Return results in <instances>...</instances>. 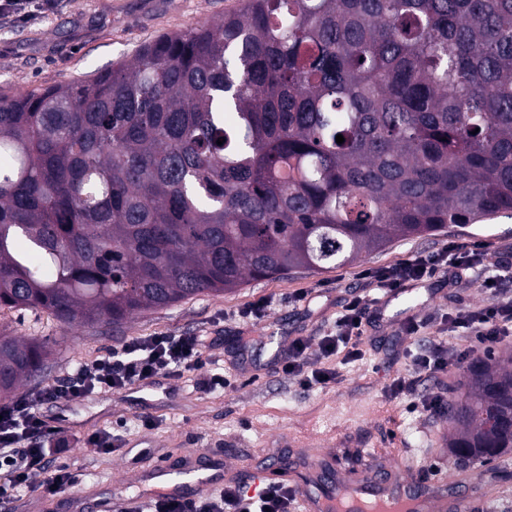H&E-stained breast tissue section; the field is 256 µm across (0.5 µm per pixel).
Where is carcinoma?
Masks as SVG:
<instances>
[{
  "label": "carcinoma",
  "instance_id": "obj_1",
  "mask_svg": "<svg viewBox=\"0 0 512 512\" xmlns=\"http://www.w3.org/2000/svg\"><path fill=\"white\" fill-rule=\"evenodd\" d=\"M503 215L512 0H245L0 98V312L117 328ZM55 344L1 326L0 397ZM446 414L458 461L511 451L512 354Z\"/></svg>",
  "mask_w": 512,
  "mask_h": 512
}]
</instances>
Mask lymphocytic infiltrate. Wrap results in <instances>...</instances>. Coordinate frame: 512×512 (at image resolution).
Returning <instances> with one entry per match:
<instances>
[{
  "mask_svg": "<svg viewBox=\"0 0 512 512\" xmlns=\"http://www.w3.org/2000/svg\"><path fill=\"white\" fill-rule=\"evenodd\" d=\"M484 246L448 243L434 253L415 255L395 264L368 268L361 278L377 293L403 289L408 283L437 275L456 281L470 270L483 271L492 298L485 305L445 314L450 331L476 337L492 345L512 338V298L498 296L503 278H512V250L498 253L487 262ZM372 312L366 298L351 296L338 312L332 327L317 341L298 337L288 343L282 370L305 388L335 381V369L326 360L341 353L358 355V344L370 324ZM201 337L155 334L126 342L119 350L80 363L62 381L38 391H28L0 405V502L16 499L22 491L39 488L54 497L70 489L75 476L69 467L49 469L48 462L70 446L58 427L49 425L41 407L89 395L121 392L149 383L160 372L182 376L202 364ZM297 492L285 484L257 490L232 482L219 494L195 499L166 498L151 502L150 512H294Z\"/></svg>",
  "mask_w": 512,
  "mask_h": 512,
  "instance_id": "lymphocytic-infiltrate-1",
  "label": "lymphocytic infiltrate"
}]
</instances>
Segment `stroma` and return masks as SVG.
I'll return each instance as SVG.
<instances>
[{
    "instance_id": "stroma-1",
    "label": "stroma",
    "mask_w": 512,
    "mask_h": 512,
    "mask_svg": "<svg viewBox=\"0 0 512 512\" xmlns=\"http://www.w3.org/2000/svg\"><path fill=\"white\" fill-rule=\"evenodd\" d=\"M242 0H57L55 10L28 22L0 18V95L66 83L129 58L159 35L217 20ZM482 242L489 256L512 249V218L452 228L440 236L398 239L354 265L325 273L293 272L251 280L221 296L202 295L134 316L120 329L75 325L49 314L12 311L0 318L16 334L56 336L64 345L40 377L26 383L37 391L63 378L79 362L120 349L136 336L156 333L203 337V367L176 380L158 375L147 386L125 393H101L78 403L44 407L73 441L58 462L78 476L74 489L46 499L38 491L21 494L12 512H74L75 496L107 502L111 495L138 498L156 488L151 474L161 461L202 452L275 468L284 459L315 460L336 453L342 475L361 476L369 463L416 471L423 462L445 464L464 475L480 512H512V451L488 464L457 463L448 452L445 413L424 411L421 395L456 390L459 371L434 377L415 371L411 357L444 341L449 349L468 339L442 331L443 314L488 302L481 271L458 282L444 276L414 285L411 292L378 311L363 337L362 358L339 364L337 382L303 388L281 369L277 347L297 336L310 339L329 329L354 293H365L362 270L393 264L444 244ZM267 301L257 317H245L253 303ZM420 323L416 335L401 334L406 316ZM222 367L230 387L196 390L197 378ZM416 374V391L393 395V379ZM107 430L119 451L103 455L81 442L86 433Z\"/></svg>"
}]
</instances>
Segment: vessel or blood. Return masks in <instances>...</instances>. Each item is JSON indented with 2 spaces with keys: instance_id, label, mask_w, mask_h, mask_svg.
<instances>
[{
  "instance_id": "obj_1",
  "label": "vessel or blood",
  "mask_w": 512,
  "mask_h": 512,
  "mask_svg": "<svg viewBox=\"0 0 512 512\" xmlns=\"http://www.w3.org/2000/svg\"><path fill=\"white\" fill-rule=\"evenodd\" d=\"M222 459L204 461L199 454L181 457L177 468L159 464L155 470L162 493L168 497L184 498L188 494H205L217 487L213 476ZM244 478L252 487L267 483L287 482L284 470L245 469ZM461 477L440 474L425 482L399 477L391 468L369 469L365 478L356 482L337 478L332 490L311 497L300 495L304 512H474L476 504L465 491Z\"/></svg>"
}]
</instances>
